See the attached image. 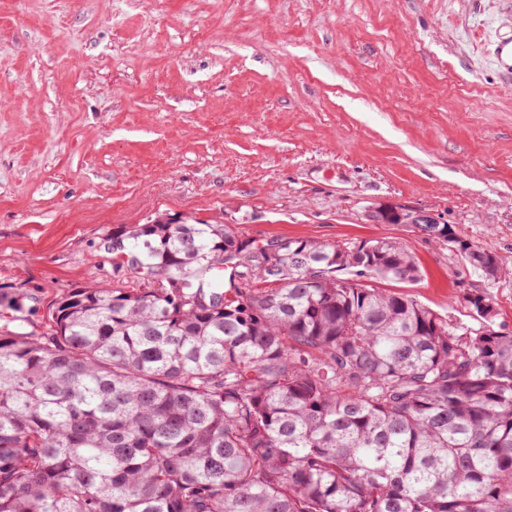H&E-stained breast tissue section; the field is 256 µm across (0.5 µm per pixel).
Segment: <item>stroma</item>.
Returning a JSON list of instances; mask_svg holds the SVG:
<instances>
[{
  "instance_id": "35a3bbf8",
  "label": "stroma",
  "mask_w": 512,
  "mask_h": 512,
  "mask_svg": "<svg viewBox=\"0 0 512 512\" xmlns=\"http://www.w3.org/2000/svg\"><path fill=\"white\" fill-rule=\"evenodd\" d=\"M512 0H0V298L41 329L69 288L113 284V228L161 214L260 242L387 238L383 282L469 329L512 332ZM432 211L495 254L370 208ZM390 210L400 214V224L410 225L415 230L418 224L417 228L420 236L429 242L450 244L448 242V233H450L454 236L452 243L461 250L459 254L473 269L481 272L488 279L497 277L498 263L496 256L491 252L466 243L458 237L455 226L441 222L431 211L385 203L373 208L369 213V218L371 222L380 224L382 223V214L385 215Z\"/></svg>"
}]
</instances>
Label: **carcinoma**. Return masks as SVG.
Wrapping results in <instances>:
<instances>
[{
    "label": "carcinoma",
    "mask_w": 512,
    "mask_h": 512,
    "mask_svg": "<svg viewBox=\"0 0 512 512\" xmlns=\"http://www.w3.org/2000/svg\"><path fill=\"white\" fill-rule=\"evenodd\" d=\"M112 235L142 287L0 326V512H512V334L483 295L469 330L372 287L420 276L387 239L270 248L165 214Z\"/></svg>",
    "instance_id": "1"
}]
</instances>
